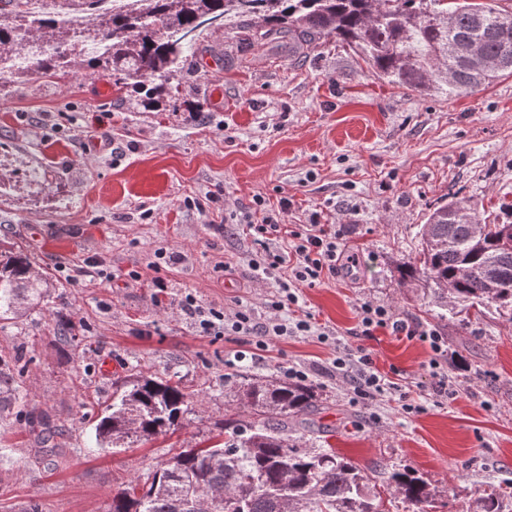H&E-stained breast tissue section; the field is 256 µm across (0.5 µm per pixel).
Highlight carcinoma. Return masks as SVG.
Instances as JSON below:
<instances>
[{
    "instance_id": "cac0c4a2",
    "label": "carcinoma",
    "mask_w": 512,
    "mask_h": 512,
    "mask_svg": "<svg viewBox=\"0 0 512 512\" xmlns=\"http://www.w3.org/2000/svg\"><path fill=\"white\" fill-rule=\"evenodd\" d=\"M131 14H99L80 30L46 15L30 19L21 0H0V57L16 55L32 40L50 51L26 72L61 80L68 51L101 38L112 54L92 57L93 75H110L117 91L143 95L154 111L172 93L170 79L195 54L196 32L238 19L256 43L276 35L288 55L305 54L334 40L348 46L375 74L420 96L459 95L512 75V11L483 0H138ZM512 203L490 218L464 197L433 209L421 228V249L403 262L400 282L429 292L447 318L448 300L493 307L512 320ZM50 278L25 247L0 240V331L49 305ZM20 357L0 351V416L20 406ZM313 386L268 375L247 379L236 401L253 419L224 416V443L183 448L155 471L133 476L112 491L107 512H207L203 496L224 495L213 512H384L368 470L331 448L303 449L288 436V418L315 408ZM198 394L170 376L132 370L94 428V443L116 449L185 427ZM36 455H64L59 430L46 412L31 417ZM383 483L412 512H432L436 491L414 471L387 473ZM512 491L494 490L471 512H503Z\"/></svg>"
}]
</instances>
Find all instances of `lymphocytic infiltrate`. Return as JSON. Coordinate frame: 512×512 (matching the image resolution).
Returning a JSON list of instances; mask_svg holds the SVG:
<instances>
[{
    "instance_id": "lymphocytic-infiltrate-1",
    "label": "lymphocytic infiltrate",
    "mask_w": 512,
    "mask_h": 512,
    "mask_svg": "<svg viewBox=\"0 0 512 512\" xmlns=\"http://www.w3.org/2000/svg\"><path fill=\"white\" fill-rule=\"evenodd\" d=\"M291 206L289 199H281L277 210L266 213L260 224L254 225L253 236L260 250L253 254L248 265L255 277L273 278V291L267 301L272 310L278 311L277 319L265 323L255 322L248 308L226 314L216 308L198 305L194 297H186L184 308L195 319L200 333L218 336L227 331L254 337L257 349L264 350L271 343L287 336H314L322 343H329L328 333L315 322L311 314H296L301 287H314L336 273V264L345 255L342 230L332 224H294L284 226L282 217ZM287 235L288 247L284 251H271L266 243L271 238ZM357 333L374 336L377 331L388 329L397 335L418 339L427 344L430 357L426 370L433 380V393L438 397L452 395L455 386L443 365L448 347L441 334L433 328L398 318L381 305L368 302L357 310ZM332 367L347 380L352 390V400L367 405L390 388L388 377L377 367L372 354L364 347H345L337 351Z\"/></svg>"
}]
</instances>
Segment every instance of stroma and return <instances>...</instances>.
<instances>
[{
	"mask_svg": "<svg viewBox=\"0 0 512 512\" xmlns=\"http://www.w3.org/2000/svg\"><path fill=\"white\" fill-rule=\"evenodd\" d=\"M197 44L203 64L155 112L137 94L119 96L112 77L89 76L78 58L62 81L0 79V238L26 246L64 295L0 332V348L21 356L27 396L25 414L0 420V512H106L117 484L175 446L214 443L242 376L278 377L288 363L317 387L311 419L327 447L364 468L416 471L435 488L437 512H469L479 496L512 485V321L491 307L463 328L438 319L397 272L449 193L487 210L512 200V76L423 97L333 42L295 60L280 42L254 44L231 23L204 30ZM102 112L111 118L99 127ZM32 166L44 169L43 182L26 178ZM284 197L285 223L319 214L357 257L301 288L302 310L343 346L356 342L350 331L364 302L437 329L455 399L418 415L390 393L355 406L331 367L334 348L317 337L261 351L249 336L198 332L183 307L189 294L269 318L270 290L248 267L256 245L242 217L260 221ZM61 321L75 324V342L54 335ZM364 345L411 398L431 393L425 345L388 330ZM134 366L180 373L203 402L175 436L111 455L92 446L97 404ZM41 411L65 451L53 464L34 458L26 415Z\"/></svg>",
	"mask_w": 512,
	"mask_h": 512,
	"instance_id": "35a3bbf8",
	"label": "stroma"
}]
</instances>
